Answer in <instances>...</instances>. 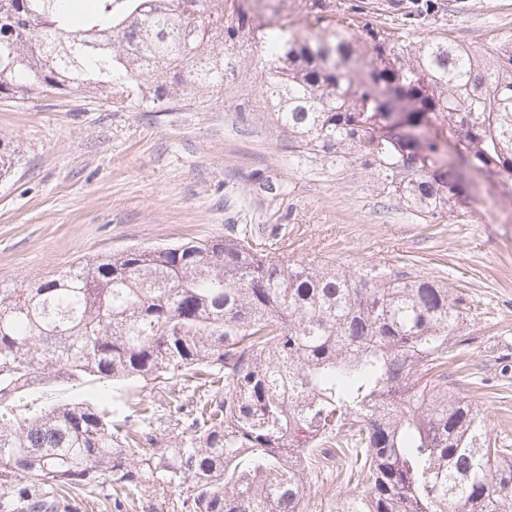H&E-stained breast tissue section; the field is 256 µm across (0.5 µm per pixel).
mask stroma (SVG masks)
<instances>
[{
    "label": "stroma",
    "mask_w": 512,
    "mask_h": 512,
    "mask_svg": "<svg viewBox=\"0 0 512 512\" xmlns=\"http://www.w3.org/2000/svg\"><path fill=\"white\" fill-rule=\"evenodd\" d=\"M457 43L493 49L512 0H467ZM247 65L205 106L112 107L98 90L0 97V277L47 275L129 247L251 229L299 258L379 265L445 280L475 306L448 387L477 401L497 447L512 448V209L486 190L460 217L428 223L382 190L361 161L302 153L277 127ZM284 183L271 198L263 179Z\"/></svg>",
    "instance_id": "obj_1"
}]
</instances>
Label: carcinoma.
I'll return each instance as SVG.
<instances>
[{"instance_id": "1", "label": "carcinoma", "mask_w": 512, "mask_h": 512, "mask_svg": "<svg viewBox=\"0 0 512 512\" xmlns=\"http://www.w3.org/2000/svg\"><path fill=\"white\" fill-rule=\"evenodd\" d=\"M0 0V94L103 88L123 106L205 103L258 51L277 126L313 157H356L423 220L473 179L512 205V33L487 53L418 31L411 0L371 25L326 0ZM302 14L294 30L284 11ZM471 310L446 281L345 270L230 234L0 280V512H509L512 450L442 372ZM97 384L106 401L20 403ZM167 386L165 401L126 394ZM160 420L183 426L161 441Z\"/></svg>"}]
</instances>
